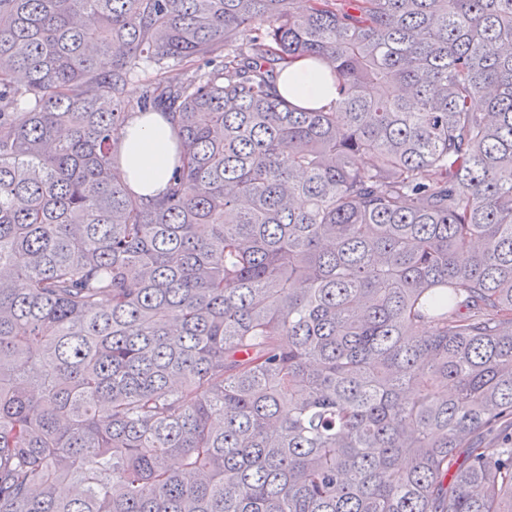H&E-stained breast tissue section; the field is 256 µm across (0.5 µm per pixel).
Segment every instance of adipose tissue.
Wrapping results in <instances>:
<instances>
[{"mask_svg": "<svg viewBox=\"0 0 512 512\" xmlns=\"http://www.w3.org/2000/svg\"><path fill=\"white\" fill-rule=\"evenodd\" d=\"M278 94L300 107H322L336 98V88L327 84L320 67L298 58L282 71ZM119 172L135 194L159 196L175 163L176 138L170 121L159 113L136 115L120 132Z\"/></svg>", "mask_w": 512, "mask_h": 512, "instance_id": "ef3b65f1", "label": "adipose tissue"}]
</instances>
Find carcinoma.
I'll list each match as a JSON object with an SVG mask.
<instances>
[{
	"instance_id": "carcinoma-1",
	"label": "carcinoma",
	"mask_w": 512,
	"mask_h": 512,
	"mask_svg": "<svg viewBox=\"0 0 512 512\" xmlns=\"http://www.w3.org/2000/svg\"><path fill=\"white\" fill-rule=\"evenodd\" d=\"M504 421L512 0H0V512H512ZM278 94L300 107H322L336 99V87L327 84L320 67L312 60L298 58L282 71ZM119 172L132 191L145 198L165 189L175 163L176 138L160 113L136 115L120 131Z\"/></svg>"
}]
</instances>
